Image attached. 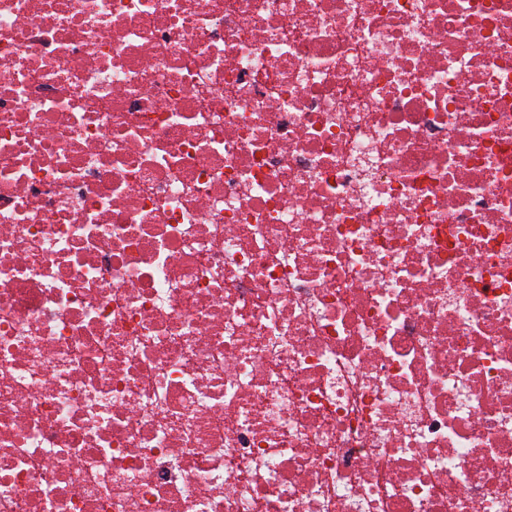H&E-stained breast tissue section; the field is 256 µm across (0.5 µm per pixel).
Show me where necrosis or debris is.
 Masks as SVG:
<instances>
[{"mask_svg":"<svg viewBox=\"0 0 512 512\" xmlns=\"http://www.w3.org/2000/svg\"><path fill=\"white\" fill-rule=\"evenodd\" d=\"M0 512H512V0H0Z\"/></svg>","mask_w":512,"mask_h":512,"instance_id":"4bbe7bcc","label":"necrosis or debris"}]
</instances>
